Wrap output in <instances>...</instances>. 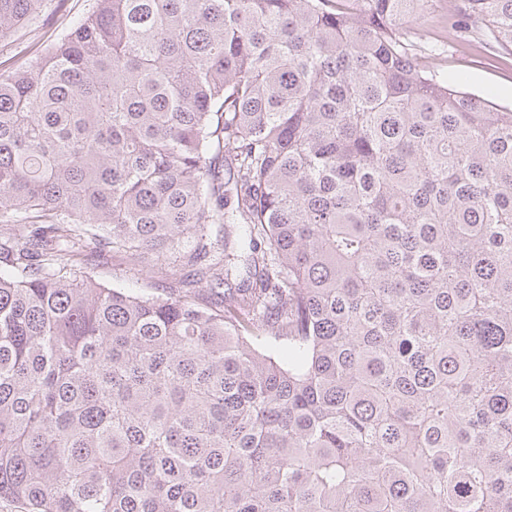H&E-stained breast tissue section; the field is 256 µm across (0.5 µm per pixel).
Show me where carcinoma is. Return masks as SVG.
<instances>
[{"label":"carcinoma","mask_w":512,"mask_h":512,"mask_svg":"<svg viewBox=\"0 0 512 512\" xmlns=\"http://www.w3.org/2000/svg\"><path fill=\"white\" fill-rule=\"evenodd\" d=\"M425 2L96 0L0 76V504L512 512V109ZM185 239L163 297L83 260ZM450 13L448 0L429 2L427 15L431 16L423 29L424 40L439 50L424 63L447 76L448 83L478 95L489 94L493 103L512 108V52H487L477 38L459 31L457 18Z\"/></svg>","instance_id":"1"}]
</instances>
